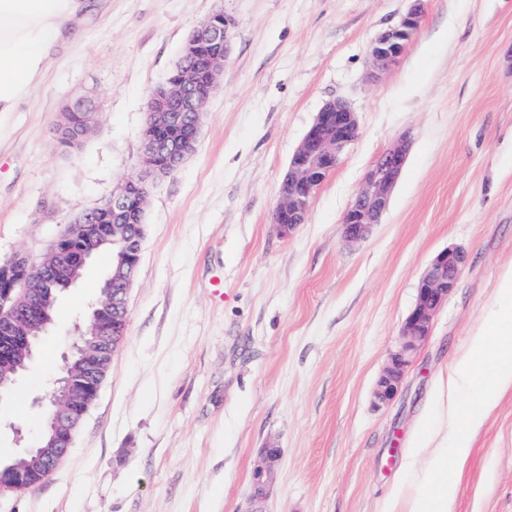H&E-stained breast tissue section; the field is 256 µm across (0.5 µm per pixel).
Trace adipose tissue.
Here are the masks:
<instances>
[{"label":"adipose tissue","mask_w":512,"mask_h":512,"mask_svg":"<svg viewBox=\"0 0 512 512\" xmlns=\"http://www.w3.org/2000/svg\"><path fill=\"white\" fill-rule=\"evenodd\" d=\"M86 0H0V114L18 111L38 89L52 53L75 34ZM475 380L468 408L456 400L461 374ZM512 389V267L500 276L488 324L471 336L455 371L440 374L430 403L444 430L422 419L399 479L379 512H452L473 438Z\"/></svg>","instance_id":"1"}]
</instances>
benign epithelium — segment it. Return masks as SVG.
I'll return each instance as SVG.
<instances>
[{"mask_svg": "<svg viewBox=\"0 0 512 512\" xmlns=\"http://www.w3.org/2000/svg\"><path fill=\"white\" fill-rule=\"evenodd\" d=\"M422 19V0L398 24L381 34L370 48L369 76L379 78L403 55ZM231 20L213 24L204 19L192 30L182 50L179 73L151 96L141 131L142 171L125 179L101 204L82 212L70 222L68 238L96 225L95 244L82 251L75 261L63 259L60 242H55L43 261L32 264L14 256L0 265V393L9 389L18 373L14 351L18 346L32 348L47 329L49 321L39 317L46 302L45 289L60 280L75 283L80 269L102 244L112 245V272L105 279L103 301L94 307L89 321L92 341L76 345L73 357L80 374L66 373L58 380L48 399L53 412L46 424L47 437L37 449L25 448L33 458L25 466L0 461V497L25 491L34 474L56 469L72 445L75 431L96 398L104 380L105 367L123 340L126 328L118 324L127 316V296L138 266L145 238L144 206L156 180L181 167L194 151L200 133L203 108L218 76L224 69L230 46ZM96 120L93 106L84 100L66 106L53 127L55 138L70 148L82 145ZM359 136L355 112L341 100L326 103L292 155L279 188L273 222L289 234L305 223L311 199L327 175L337 166L343 150ZM408 142L399 138L377 158L363 177L354 202L342 217L344 236L360 241L387 213L392 191L402 173ZM467 265L466 254L458 249L441 251L420 279L416 302L402 327V345L391 355L378 378L373 396L386 403L398 393L406 357L430 335L433 319L456 287ZM112 311V317L106 311ZM280 449H264L263 463L252 476L255 501L265 497Z\"/></svg>", "mask_w": 512, "mask_h": 512, "instance_id": "1", "label": "benign epithelium"}]
</instances>
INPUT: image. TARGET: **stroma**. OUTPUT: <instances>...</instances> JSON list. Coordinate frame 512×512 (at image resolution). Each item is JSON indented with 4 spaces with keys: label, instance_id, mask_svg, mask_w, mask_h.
I'll return each instance as SVG.
<instances>
[{
    "label": "stroma",
    "instance_id": "1",
    "mask_svg": "<svg viewBox=\"0 0 512 512\" xmlns=\"http://www.w3.org/2000/svg\"><path fill=\"white\" fill-rule=\"evenodd\" d=\"M410 0H91L38 91L0 116V261L39 260L78 213L140 168V131L197 22L233 21L193 154L156 182L128 292L126 335L72 448L0 512H249L263 448H280L259 512H377L434 383L455 366L512 265V0H424L401 61L371 80L369 49ZM99 122L57 149L61 107ZM360 136L315 191L305 224L273 222L288 162L325 103ZM409 150L383 223L341 220L366 170ZM469 262L374 403L419 281L444 249ZM112 265L101 252L60 296L55 323L0 395V457L34 446L80 322ZM454 512H512V391L474 441Z\"/></svg>",
    "mask_w": 512,
    "mask_h": 512
}]
</instances>
